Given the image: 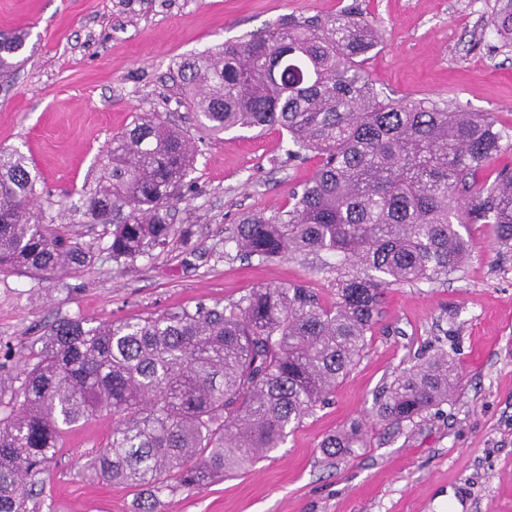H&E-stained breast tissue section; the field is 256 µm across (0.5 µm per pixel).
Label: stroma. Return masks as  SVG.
I'll return each mask as SVG.
<instances>
[{
	"instance_id": "1",
	"label": "stroma",
	"mask_w": 512,
	"mask_h": 512,
	"mask_svg": "<svg viewBox=\"0 0 512 512\" xmlns=\"http://www.w3.org/2000/svg\"><path fill=\"white\" fill-rule=\"evenodd\" d=\"M496 0H0V31L28 33L26 59L0 85V149L36 165L55 223L81 204L113 134L137 114L179 125L194 154L173 208L189 225L134 264L113 261L102 225L76 224L91 252L82 268L41 281L0 272V383L10 384L45 326L94 323L178 307L237 301L250 288L302 282L323 302L335 291L318 257L247 260L225 246L247 215H273L321 158L287 161L281 130L214 136L179 105L178 66L203 50L257 33L286 16L362 13L382 33L366 65L384 96L407 95L486 112L512 132V46L489 21ZM471 250L433 284L388 289L363 355L327 403L283 447L249 470L163 495L159 512H512V252L488 226L461 230ZM463 374L439 413L389 428L376 400L437 348ZM359 424L365 445L325 458L329 434ZM112 433L103 413L66 433L36 500L39 512H139L138 489L98 477L91 463Z\"/></svg>"
}]
</instances>
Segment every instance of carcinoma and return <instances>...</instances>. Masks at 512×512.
<instances>
[{
	"mask_svg": "<svg viewBox=\"0 0 512 512\" xmlns=\"http://www.w3.org/2000/svg\"><path fill=\"white\" fill-rule=\"evenodd\" d=\"M490 24L512 45V0ZM379 30L350 12L284 17L183 62L181 95L215 135L277 127L286 159L321 164L288 208L244 217L225 243L244 259L325 255L316 268L336 292L323 303L303 283L252 288L219 302L146 317L51 323L32 360L0 394V512H36L68 430L109 412L112 435L93 462L105 480L160 496L248 470L349 375L377 325L386 291L434 283L469 255L459 224H486L512 249V172L479 181L512 135L483 112L430 99L382 97L364 68ZM27 35L0 33V75L16 69ZM182 130L146 114L112 135L95 186L78 208L111 227L107 250L133 263L188 233L171 208L190 173ZM41 177L21 151L0 150V270L46 280L86 264L66 225L33 210ZM446 350L403 372L378 419L412 422L448 403L462 382ZM364 445L353 425L325 438L329 457Z\"/></svg>",
	"mask_w": 512,
	"mask_h": 512,
	"instance_id": "carcinoma-1",
	"label": "carcinoma"
}]
</instances>
